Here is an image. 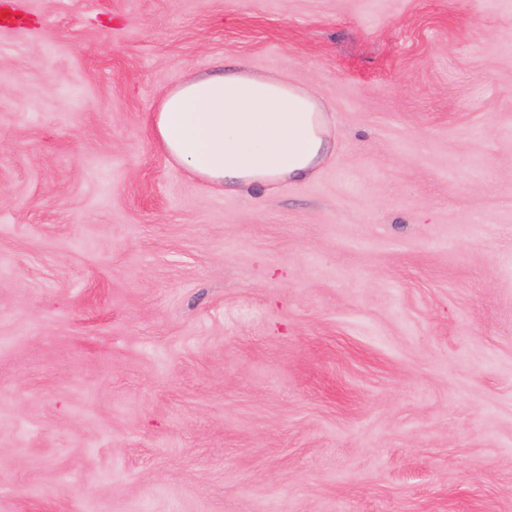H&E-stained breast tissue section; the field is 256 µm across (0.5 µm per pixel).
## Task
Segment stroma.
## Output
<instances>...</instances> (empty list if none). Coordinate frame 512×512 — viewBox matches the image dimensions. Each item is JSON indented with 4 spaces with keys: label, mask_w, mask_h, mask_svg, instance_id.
Returning <instances> with one entry per match:
<instances>
[{
    "label": "stroma",
    "mask_w": 512,
    "mask_h": 512,
    "mask_svg": "<svg viewBox=\"0 0 512 512\" xmlns=\"http://www.w3.org/2000/svg\"><path fill=\"white\" fill-rule=\"evenodd\" d=\"M0 512H512V0H0ZM245 63L314 177L150 116ZM151 123L173 161L223 193L310 179L329 150L320 100L243 64L184 80L161 97Z\"/></svg>",
    "instance_id": "35a3bbf8"
}]
</instances>
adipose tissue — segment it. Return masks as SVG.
I'll list each match as a JSON object with an SVG mask.
<instances>
[{
    "label": "adipose tissue",
    "mask_w": 512,
    "mask_h": 512,
    "mask_svg": "<svg viewBox=\"0 0 512 512\" xmlns=\"http://www.w3.org/2000/svg\"><path fill=\"white\" fill-rule=\"evenodd\" d=\"M151 123L173 161L223 193L310 179L329 150L320 100L243 64L184 80L161 97Z\"/></svg>",
    "instance_id": "adipose-tissue-1"
}]
</instances>
